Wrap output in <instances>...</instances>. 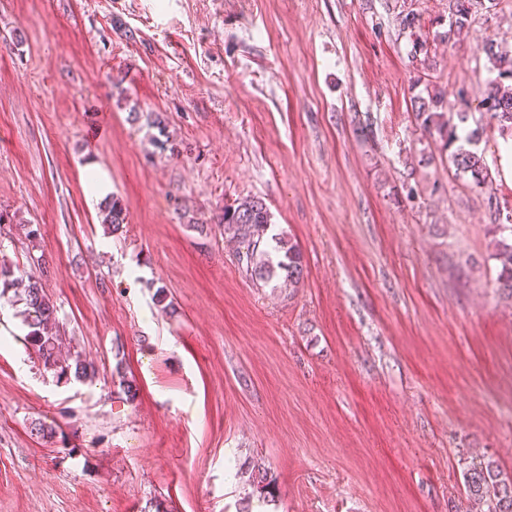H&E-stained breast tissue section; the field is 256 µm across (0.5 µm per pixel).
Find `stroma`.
<instances>
[{
	"label": "stroma",
	"instance_id": "stroma-1",
	"mask_svg": "<svg viewBox=\"0 0 512 512\" xmlns=\"http://www.w3.org/2000/svg\"><path fill=\"white\" fill-rule=\"evenodd\" d=\"M447 29L448 0H0V211L41 229L32 244L1 225L0 255L41 258L96 368L56 382L0 306V512H465L473 463L512 472L488 206L512 209V170L488 125L491 183L456 178L411 108L427 86L475 94L482 38L512 48V5ZM249 196L301 249L299 287L234 262L218 219ZM101 222L112 233L122 231L123 224H126L127 214L121 200L114 196H107L101 202Z\"/></svg>",
	"mask_w": 512,
	"mask_h": 512
}]
</instances>
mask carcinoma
I'll use <instances>...</instances> for the list:
<instances>
[{"mask_svg": "<svg viewBox=\"0 0 512 512\" xmlns=\"http://www.w3.org/2000/svg\"><path fill=\"white\" fill-rule=\"evenodd\" d=\"M480 0H450L449 29H462L475 22ZM480 49L490 61L491 75L479 80L474 99L460 90L452 101L439 91L413 96V114L419 128L439 143L445 162L451 164L457 175L466 176L475 188H481L491 179L484 156L469 149L480 139L479 128L460 135L462 125L474 109L494 122L503 131H512V52L499 49L491 38L482 40ZM102 224L113 233L122 230L127 214L121 200L112 195L101 202ZM224 233L237 242L234 259L237 266L250 276L254 284L264 287L277 280L296 288L304 277L303 254L285 235L274 232L271 215L265 202L250 197L224 207L220 219ZM497 259L501 270L496 288L506 299H512V243L503 239L497 243ZM10 297L23 305L21 315L28 327L25 337L46 372L56 381L82 382L95 374L93 363L78 352L62 355V324L58 307L48 295L43 280L26 273L18 274L12 263L0 260V298ZM119 387L125 400L132 401L138 394L137 381L116 366ZM253 491L259 495L273 493L268 472L255 467L250 473ZM466 512H512V474L505 473L492 462L473 464L465 474Z\"/></svg>", "mask_w": 512, "mask_h": 512, "instance_id": "cac0c4a2", "label": "carcinoma"}]
</instances>
